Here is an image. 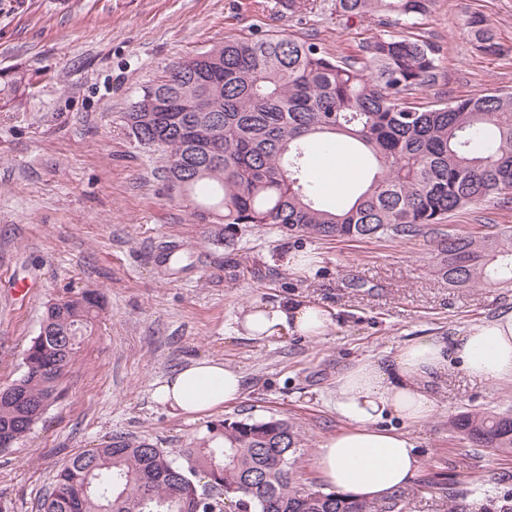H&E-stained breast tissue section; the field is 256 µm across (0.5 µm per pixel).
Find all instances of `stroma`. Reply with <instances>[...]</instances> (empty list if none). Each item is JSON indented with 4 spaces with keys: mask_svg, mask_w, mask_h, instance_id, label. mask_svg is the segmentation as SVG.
I'll return each instance as SVG.
<instances>
[{
    "mask_svg": "<svg viewBox=\"0 0 512 512\" xmlns=\"http://www.w3.org/2000/svg\"><path fill=\"white\" fill-rule=\"evenodd\" d=\"M475 14L489 19L504 54L479 50L467 28ZM283 29L317 35L340 56L395 30L433 42L438 79L410 95L419 107L512 90V0H434L426 16L387 24H348L327 10L298 19L280 0H0V72L28 79L19 100L0 95V387L19 377L50 300L84 289L103 297L62 398L0 453V512H37L58 465L108 438L146 439L175 457L224 418L302 424L296 478L322 485L316 450L348 426L334 405L339 371L512 309V283L449 287L434 244L316 240L265 227L225 247L192 218L194 198L167 191L157 157L122 130L139 87L224 38ZM449 222L493 236L512 226V204L486 202ZM291 254L314 256L313 272L288 270ZM18 277L34 287L16 299ZM284 300L328 309L326 337L260 340L242 329L253 302ZM203 358L243 374L240 401L199 419L154 401L155 382ZM435 396V413L413 429L422 466L406 512H512V455L470 448L448 430L460 413L512 407V384L452 368ZM435 474L447 499L420 490L419 479Z\"/></svg>",
    "mask_w": 512,
    "mask_h": 512,
    "instance_id": "obj_1",
    "label": "stroma"
}]
</instances>
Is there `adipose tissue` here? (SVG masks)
<instances>
[{
  "label": "adipose tissue",
  "instance_id": "ef3b65f1",
  "mask_svg": "<svg viewBox=\"0 0 512 512\" xmlns=\"http://www.w3.org/2000/svg\"><path fill=\"white\" fill-rule=\"evenodd\" d=\"M331 319L311 302L260 304L243 315L250 337L263 339L288 331L324 336ZM457 368L478 381L512 383V310L471 325L452 341L418 336L387 363L362 358L336 378V412L347 429L321 442L316 466L339 492L375 499L408 484L422 460L410 429L428 419L437 402L434 382ZM244 377L223 361L196 359L155 383L153 398L184 415H204L236 403ZM395 425H385V418Z\"/></svg>",
  "mask_w": 512,
  "mask_h": 512
}]
</instances>
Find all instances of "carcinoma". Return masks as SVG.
<instances>
[{
  "label": "carcinoma",
  "mask_w": 512,
  "mask_h": 512,
  "mask_svg": "<svg viewBox=\"0 0 512 512\" xmlns=\"http://www.w3.org/2000/svg\"><path fill=\"white\" fill-rule=\"evenodd\" d=\"M364 22L423 17L433 0H331ZM304 18L318 0H281ZM493 49L486 20H468ZM360 58L338 57L314 35L276 31L224 43L166 68L140 88L123 129L161 154L170 193L196 194L193 218L232 245L246 228L272 226L317 240H411L460 209L512 197V93L500 90L419 111L408 91L437 78L438 48L394 31L370 37ZM350 144L372 169L361 192L336 207L316 192L310 154ZM438 272L454 288L512 282V234L448 233L436 240ZM101 295L49 303L22 358L15 389L0 396V452L62 396L61 380L92 335ZM472 448L512 453V410L449 422ZM301 428L284 419L218 420L181 459L145 439L110 437L57 469L39 512H405L408 492L359 499L296 485Z\"/></svg>",
  "instance_id": "cac0c4a2"
}]
</instances>
